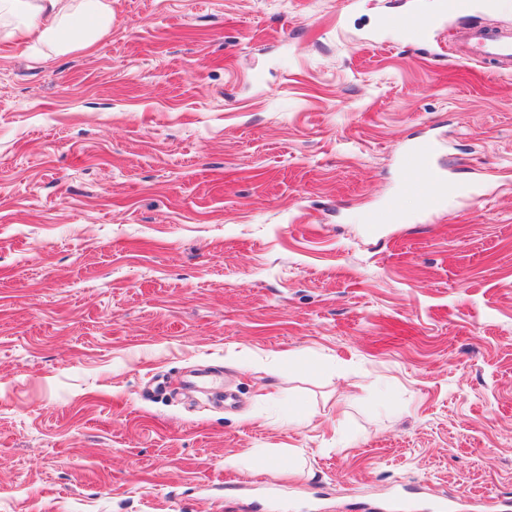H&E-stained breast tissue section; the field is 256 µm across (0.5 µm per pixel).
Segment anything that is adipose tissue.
Listing matches in <instances>:
<instances>
[{
  "label": "adipose tissue",
  "instance_id": "adipose-tissue-1",
  "mask_svg": "<svg viewBox=\"0 0 512 512\" xmlns=\"http://www.w3.org/2000/svg\"><path fill=\"white\" fill-rule=\"evenodd\" d=\"M111 23L112 0H0V36L52 54L92 47Z\"/></svg>",
  "mask_w": 512,
  "mask_h": 512
}]
</instances>
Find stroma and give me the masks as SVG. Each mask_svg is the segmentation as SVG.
<instances>
[{
  "label": "stroma",
  "instance_id": "1",
  "mask_svg": "<svg viewBox=\"0 0 512 512\" xmlns=\"http://www.w3.org/2000/svg\"><path fill=\"white\" fill-rule=\"evenodd\" d=\"M433 7L112 0L89 50L0 42V512L512 497V70L457 55L512 0L386 25ZM423 139L483 201L369 223ZM436 10L422 16L417 10L398 15L391 24L409 42H417L427 37L431 27L450 16L465 17L477 8L475 0H437Z\"/></svg>",
  "mask_w": 512,
  "mask_h": 512
}]
</instances>
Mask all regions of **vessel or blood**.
<instances>
[{
	"instance_id": "b4317fda",
	"label": "vessel or blood",
	"mask_w": 512,
	"mask_h": 512,
	"mask_svg": "<svg viewBox=\"0 0 512 512\" xmlns=\"http://www.w3.org/2000/svg\"><path fill=\"white\" fill-rule=\"evenodd\" d=\"M477 7L476 0H438L433 13L423 16L412 10L393 18L392 25L410 42L426 38L431 27L450 17H464ZM474 61H511L512 33L473 31L469 36ZM438 148L434 142L420 141L411 145L400 157L401 190L418 195L424 212L432 213L447 207L451 200H478L479 190L454 187L447 170L437 161ZM399 198L388 201L385 209L371 218L375 224H406L412 222Z\"/></svg>"
}]
</instances>
